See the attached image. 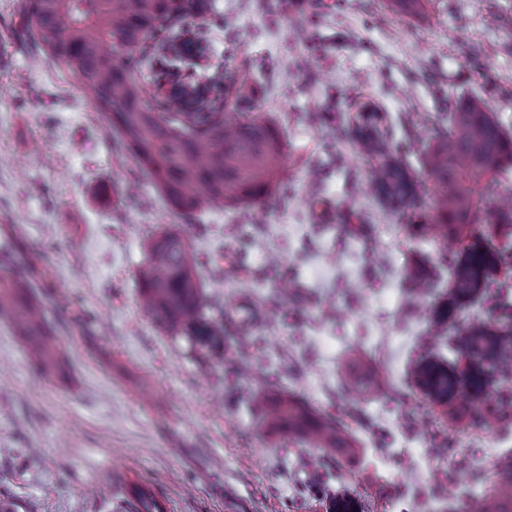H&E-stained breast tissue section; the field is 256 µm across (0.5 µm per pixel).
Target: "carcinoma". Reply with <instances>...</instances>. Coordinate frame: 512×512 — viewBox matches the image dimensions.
<instances>
[{
	"label": "carcinoma",
	"instance_id": "cac0c4a2",
	"mask_svg": "<svg viewBox=\"0 0 512 512\" xmlns=\"http://www.w3.org/2000/svg\"><path fill=\"white\" fill-rule=\"evenodd\" d=\"M211 0H28L23 17L40 49L58 67L78 79L92 102L107 113L108 130L116 134L132 158L155 178L173 208L190 213L217 204L254 207L276 189L286 162L285 144L277 130L258 117L224 113V73L216 67L204 76L203 88L189 98L178 93H152L132 71L158 58L171 68L184 65L192 44L178 36L161 41L183 21L208 13ZM365 125L356 129L361 151L379 159L373 181L383 204L403 212L413 206L417 190L389 138L379 128L382 116L366 109ZM433 178L432 218L414 225L419 235L461 249L449 257L454 303L460 304L494 282L507 252L466 250L471 227L501 224L496 205L479 216L481 190L512 166V141L498 123L475 103L448 114V127L438 133L427 157ZM36 268L0 275V315L12 318L28 338L30 354L44 370L55 364L53 346L44 337L42 310L28 298ZM143 309L175 338L199 352L224 355V317L210 314L198 278L195 252L176 230L152 240L139 267ZM447 313L428 319L430 339L444 338ZM468 351L489 358L497 375L512 374V331L484 325L468 331ZM431 381L426 394L448 399V415L461 416L460 388L447 371L425 362L416 367L415 384ZM260 424L272 434L314 448H349L337 422L316 415L301 402L282 395L265 397ZM495 491L482 494L466 512H512V457L500 460Z\"/></svg>",
	"mask_w": 512,
	"mask_h": 512
}]
</instances>
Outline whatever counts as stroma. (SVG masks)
Instances as JSON below:
<instances>
[{
	"label": "stroma",
	"instance_id": "stroma-1",
	"mask_svg": "<svg viewBox=\"0 0 512 512\" xmlns=\"http://www.w3.org/2000/svg\"><path fill=\"white\" fill-rule=\"evenodd\" d=\"M21 3L0 0V270L23 256L39 269L30 296L58 364L37 367L0 316V499L132 512L139 486L165 512H329L344 494L359 512H457L463 492L494 483L493 460L512 456V377L451 423L412 374L423 360L461 373L465 329L501 323L512 274L427 344L428 314L451 296L445 252L380 202L353 138L362 107L381 112L429 213L426 156L449 112L480 103L512 139V0H430L417 14L389 0H213L184 28L226 76H249L230 109L277 125L288 164L261 207L194 215L167 205L36 48ZM168 225L193 246L213 313H257L247 332L225 321L223 355L171 340L140 307L136 271ZM269 393L349 428L355 454L266 432Z\"/></svg>",
	"mask_w": 512,
	"mask_h": 512
}]
</instances>
